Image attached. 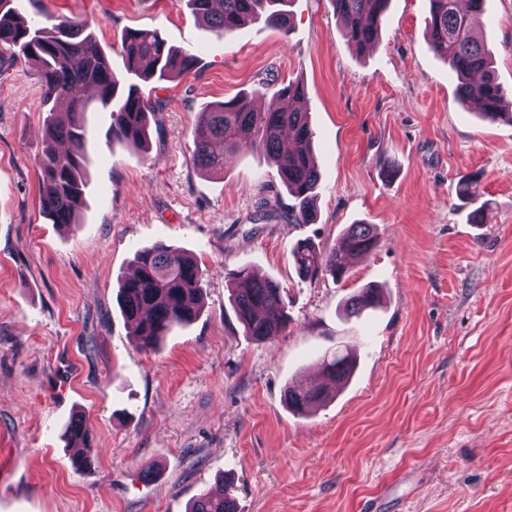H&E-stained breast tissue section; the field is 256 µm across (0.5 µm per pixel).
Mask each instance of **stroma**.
<instances>
[{"instance_id":"35a3bbf8","label":"stroma","mask_w":512,"mask_h":512,"mask_svg":"<svg viewBox=\"0 0 512 512\" xmlns=\"http://www.w3.org/2000/svg\"><path fill=\"white\" fill-rule=\"evenodd\" d=\"M29 20L87 21L115 71L121 40L153 29L197 58L142 84L160 109L150 145L113 141L85 114L87 180L78 222L40 213L45 117L38 68L0 60V512H188L230 488L238 512H512V124L482 120L427 46L429 0H390L379 43L358 52L330 0H292V29L249 23L217 35L182 0H14ZM512 89V0L476 20ZM306 87L321 171L310 224L260 220L285 196L262 154L211 174L191 161L198 112L265 82L263 107ZM479 182L485 221L460 207ZM378 243L346 277H299L290 250L336 248L348 225ZM179 246L203 273V308L159 349H139L118 296L135 249ZM242 266L278 280L290 323L246 336L226 285ZM374 284L378 307L347 315ZM356 370L310 414L288 388L324 353ZM94 461L75 471V416Z\"/></svg>"}]
</instances>
